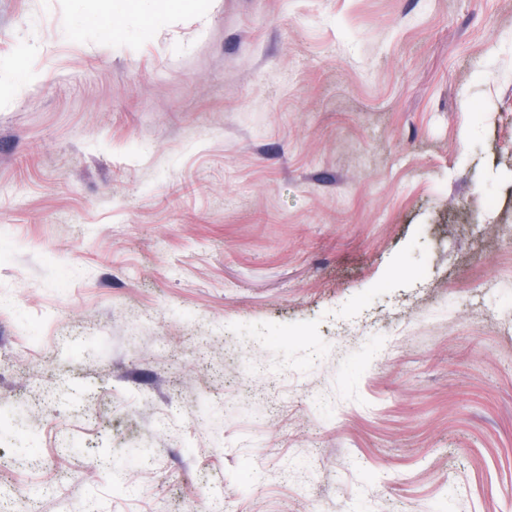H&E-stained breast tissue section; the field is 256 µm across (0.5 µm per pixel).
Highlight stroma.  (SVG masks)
I'll return each mask as SVG.
<instances>
[{
    "label": "stroma",
    "mask_w": 512,
    "mask_h": 512,
    "mask_svg": "<svg viewBox=\"0 0 512 512\" xmlns=\"http://www.w3.org/2000/svg\"><path fill=\"white\" fill-rule=\"evenodd\" d=\"M12 512H512V0H0Z\"/></svg>",
    "instance_id": "1"
}]
</instances>
